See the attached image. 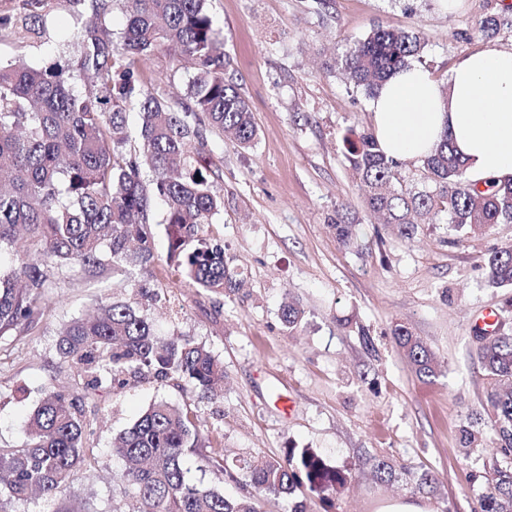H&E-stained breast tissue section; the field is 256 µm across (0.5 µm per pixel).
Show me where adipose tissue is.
I'll use <instances>...</instances> for the list:
<instances>
[{"label": "adipose tissue", "instance_id": "1", "mask_svg": "<svg viewBox=\"0 0 512 512\" xmlns=\"http://www.w3.org/2000/svg\"><path fill=\"white\" fill-rule=\"evenodd\" d=\"M372 111L374 134L394 159H423L449 132L472 181L512 177V51L486 45L460 59L443 85L418 67L400 72Z\"/></svg>", "mask_w": 512, "mask_h": 512}]
</instances>
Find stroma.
Instances as JSON below:
<instances>
[{
    "label": "stroma",
    "mask_w": 512,
    "mask_h": 512,
    "mask_svg": "<svg viewBox=\"0 0 512 512\" xmlns=\"http://www.w3.org/2000/svg\"><path fill=\"white\" fill-rule=\"evenodd\" d=\"M500 3L458 0L449 11L441 0H333L319 14L313 0H211L229 73L257 128L252 147L214 134L204 147L224 198L205 233L223 240L241 286L216 295L186 284L165 262L168 235L160 222L151 226L159 258L151 282L166 303L148 305L109 280L60 282L46 319L0 342V445L26 442L25 421L42 387L81 393L76 371L56 365L57 334L113 298L144 311L161 337L205 345L224 364V388L216 399L198 402L191 389L133 378L86 401L97 461L74 482L69 500L110 512L112 476L122 469L112 441L165 400L195 403L201 426L227 457L312 448L331 464L355 468L350 488L332 502L305 493L304 512H380L395 500L427 512H474L493 470L512 466V452L494 449L491 440L468 453L459 446L461 427L485 404L481 312L497 311L501 330L512 333V287L489 283L485 268L490 252L512 246V223L460 238L442 220L419 225L409 241L377 223L343 142L349 132L372 130L371 100L322 64L383 23L420 32L426 47L418 67L446 83L461 57L490 43L512 50V31L490 37L479 31ZM81 11L72 0H49L41 34L24 44L1 28L0 59L38 66L51 53L74 56ZM344 205L358 220L351 247L330 226ZM288 297L304 310L293 331L281 320ZM397 324L434 352L435 376L422 380L411 370L391 336ZM365 331L370 341H363ZM281 394L296 404L292 417L275 406ZM370 457L390 460L395 480L380 481L361 467ZM425 470L438 479L435 493H413L411 480Z\"/></svg>",
    "instance_id": "obj_1"
}]
</instances>
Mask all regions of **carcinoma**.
I'll return each mask as SVG.
<instances>
[{
    "mask_svg": "<svg viewBox=\"0 0 512 512\" xmlns=\"http://www.w3.org/2000/svg\"><path fill=\"white\" fill-rule=\"evenodd\" d=\"M47 0H23L24 17L0 15V28H14L20 43L43 22ZM91 15L80 30L78 56L63 66L48 59L38 67L18 60L0 64V341L39 325L48 315L57 281H131L132 270L155 264L150 226L152 203L166 213L167 261L181 277L205 292L237 288L236 272L224 259V243L201 235L215 223L223 198L216 173L202 149L215 133L253 145L257 129L250 106L227 76L231 60L210 9L211 0H75ZM121 5L125 25L116 33L110 17ZM512 27V6L480 21L487 36ZM425 39L417 31L375 26L327 72L341 70L373 96L393 73L410 66ZM157 54L173 65L186 61L192 75L176 100L151 91L141 63ZM139 114V143L129 144L127 116ZM346 159L365 193L367 206L384 223L412 239L420 224L441 214L462 234L482 233L512 223V179L485 187L471 181L464 162L443 135L420 161L418 191L399 181L400 162L387 156L372 133L345 139ZM201 180H196V177ZM336 237L355 240V219L336 213ZM488 280L512 286V248L485 260ZM303 310L283 305L282 322L297 326ZM396 346L420 377L435 375L434 355L404 325L392 329ZM58 363L87 378L84 393L67 395L51 387L28 418V442L0 446V512L34 496L66 499L80 473L96 460L93 422L85 400L102 389H120L126 376H153L191 383L200 400L210 399L224 381V366L205 345L159 337L152 323L125 301L102 302L63 326L55 344ZM491 380L487 415L494 440L512 447V334L499 333L479 348ZM191 408L158 401L123 432L113 454L123 461L118 475L122 498L112 512H258V497L285 501L305 487L328 496L344 489L351 469L329 464L310 448H289L279 457H251L230 466L224 455L205 456L223 479L248 478L251 491L230 497L191 483L183 468L188 451L206 447ZM434 474L413 482L431 492ZM475 512H512V467L495 471L490 491Z\"/></svg>",
    "mask_w": 512,
    "mask_h": 512,
    "instance_id": "1",
    "label": "carcinoma"
}]
</instances>
